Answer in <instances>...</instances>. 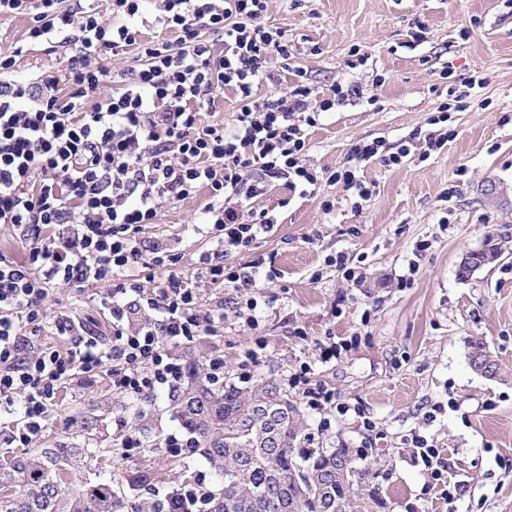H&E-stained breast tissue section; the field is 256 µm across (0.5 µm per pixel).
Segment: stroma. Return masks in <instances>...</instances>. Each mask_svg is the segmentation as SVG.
Segmentation results:
<instances>
[{"label":"stroma","instance_id":"stroma-1","mask_svg":"<svg viewBox=\"0 0 512 512\" xmlns=\"http://www.w3.org/2000/svg\"><path fill=\"white\" fill-rule=\"evenodd\" d=\"M264 21L286 30L297 49L291 63L306 72L316 94L338 83L364 91L309 128V163L320 173L343 165L359 140L408 138L440 105L454 102L465 78L480 77L483 85L450 113L454 135L440 152L425 160L411 153L398 168L366 164L373 191L362 206H353L338 184L320 182L316 194L302 198L272 182L258 205L276 223L259 246L281 277L256 295L258 330L230 318L216 334L179 345V354L188 361L223 356L228 384L237 383L242 352L258 334L267 348L253 384L283 381L311 363L312 382L359 406L376 425L374 447L355 460L361 512H512V254L469 278L457 274L465 254L487 237L512 238V0H269ZM30 23L26 15H0V52L22 49L17 77H63L68 51L48 54L30 44ZM419 23L427 40L415 46L410 34ZM354 47L368 54L367 65L348 67ZM378 74L383 83H374ZM206 200L202 190L164 204L138 233L177 254V272L190 279L199 254L211 247L195 227ZM326 200L333 204L328 212ZM340 254L364 262L363 284L347 283L326 265ZM405 275L410 284H401ZM111 289L104 282L61 284L50 300L108 336L100 299ZM350 336L355 348L316 362L317 342ZM472 340L498 360L499 378L472 371ZM168 404L165 392L129 400L113 390L106 370L77 375L61 385L31 445L101 450L90 470L66 481L68 497L82 482L110 474L115 489L149 506L181 486L185 467L202 476V489L212 488L208 465L193 453L169 457L148 483H127L129 470L157 462V443L179 432ZM303 414L311 446L355 449L363 439L355 415L333 417L325 429L322 413ZM128 428L143 442L129 457L119 449ZM416 432L447 459V485L459 489L454 500L413 462L408 441Z\"/></svg>","mask_w":512,"mask_h":512}]
</instances>
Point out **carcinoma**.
<instances>
[{
    "label": "carcinoma",
    "instance_id": "1",
    "mask_svg": "<svg viewBox=\"0 0 512 512\" xmlns=\"http://www.w3.org/2000/svg\"><path fill=\"white\" fill-rule=\"evenodd\" d=\"M472 370L495 377L499 365L481 342L470 343ZM170 407L193 448L207 461L217 489L205 493L207 512H320L333 495L358 512L359 473L347 448H304L302 414L273 379L260 388L212 387L201 362L188 368ZM94 448H35L0 467V512H143L118 496L112 477L88 482L62 504L64 478L88 465Z\"/></svg>",
    "mask_w": 512,
    "mask_h": 512
}]
</instances>
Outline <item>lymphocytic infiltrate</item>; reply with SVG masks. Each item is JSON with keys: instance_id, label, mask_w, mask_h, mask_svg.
<instances>
[{"instance_id": "1", "label": "lymphocytic infiltrate", "mask_w": 512, "mask_h": 512, "mask_svg": "<svg viewBox=\"0 0 512 512\" xmlns=\"http://www.w3.org/2000/svg\"><path fill=\"white\" fill-rule=\"evenodd\" d=\"M110 2L107 20L91 4L74 13L61 0H0V14L30 16L31 43L49 53L75 49L60 79H16L17 52L0 53V224L28 247L21 261L0 254V401L21 406L24 425L8 437L22 448L74 374L110 368L113 390L137 398L177 390L187 366L173 347L224 325L223 307H200V282L231 290L235 317L258 329L254 292L280 272L256 251L275 219L254 202L275 180L314 194L319 177L306 160L307 130L320 113L363 94L337 84L313 101L304 72L289 66L286 32L263 21L268 0H157L148 14L144 0ZM146 26L160 37L143 39ZM168 31L173 39H165ZM130 48L137 68L101 94L108 78L101 54ZM279 68L292 74L287 90L262 93ZM223 90L237 102L229 125L205 119ZM203 186L215 246L200 253L194 281L178 275L176 255L145 247L138 232L162 204ZM246 250L252 260L231 262ZM137 266L165 269L162 285L131 279ZM86 282L112 285L102 300L111 345L91 336L64 351L27 352L28 336L45 324L61 336L76 329L66 313L50 314L52 286ZM310 372L305 363L290 372L289 388L311 409L347 415L350 405L332 391L310 387Z\"/></svg>"}]
</instances>
